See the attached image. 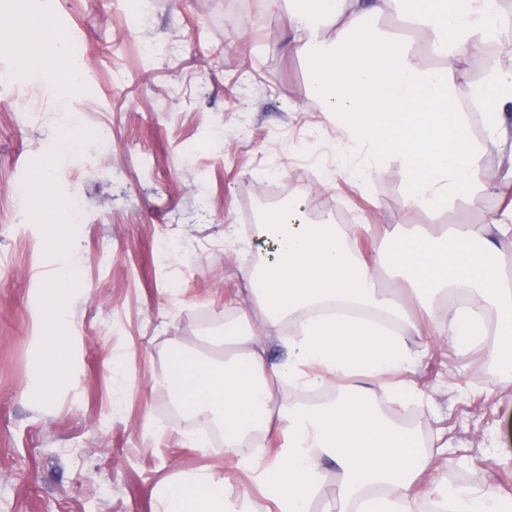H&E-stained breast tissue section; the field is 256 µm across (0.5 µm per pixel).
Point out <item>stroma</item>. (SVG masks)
I'll return each mask as SVG.
<instances>
[{"label": "stroma", "mask_w": 512, "mask_h": 512, "mask_svg": "<svg viewBox=\"0 0 512 512\" xmlns=\"http://www.w3.org/2000/svg\"><path fill=\"white\" fill-rule=\"evenodd\" d=\"M229 0H13L0 25L34 11L81 46L87 83L70 91L0 81V512H162L168 488L205 476L238 490L228 512L274 507L255 473L225 457L208 421L175 408L157 379L175 352L220 362L208 323L237 299L253 243L224 239L250 226L270 189L310 197L317 211L375 227L364 254L395 228L483 230L512 197L490 189L448 208L404 206L405 170L321 185L335 134L311 100L305 65L285 48L275 8L230 11ZM82 140L57 154L61 113ZM56 157L59 192L80 217L48 226L24 189ZM74 267L70 286L55 282ZM55 314L70 359L50 353L42 317ZM419 397L376 407L434 451L417 482L420 512L447 487H512V386L487 359L493 342L460 350L447 336L409 337Z\"/></svg>", "instance_id": "stroma-1"}]
</instances>
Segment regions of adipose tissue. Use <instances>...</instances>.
<instances>
[{"label":"adipose tissue","mask_w":512,"mask_h":512,"mask_svg":"<svg viewBox=\"0 0 512 512\" xmlns=\"http://www.w3.org/2000/svg\"><path fill=\"white\" fill-rule=\"evenodd\" d=\"M288 14V52L307 68L310 93L342 150L324 185L337 175L367 181L400 159L407 174L404 206L428 212L461 195L512 185V155L501 173H482L481 155L464 135L453 94L455 63L465 51H483L512 28L495 0H273ZM395 15L424 32L428 51L441 60L426 66L404 41L379 24ZM16 55L18 70L58 82L69 63L67 39L37 13L0 40ZM491 132L506 141L500 118L512 104V75L488 65L471 88ZM301 200L265 214L253 233L270 245L258 262L238 269L241 301L224 321V360L183 354L170 358L161 377L173 404L205 415L224 430V452L245 466L261 465V483L275 492L278 512H309L322 490L325 460L336 466L337 512H417L414 484L431 458L418 435L384 418L365 387H347L322 405L280 401L278 385L297 394L326 378L377 379L401 370L414 353L408 337L435 326V307L449 287L466 289V304L445 311L451 342L466 346L485 336V312L496 309L490 362L512 371V283L496 257L512 248V225L489 215L496 236L477 237L460 225L444 232L397 234L377 264L363 259L354 231L323 220L305 222ZM402 281L378 286L380 267ZM292 322L281 337L284 363L268 361L265 336ZM280 443L272 463L261 450ZM231 486L207 478L171 486L164 512H224ZM451 512H512V491L481 495L452 487Z\"/></svg>","instance_id":"ef3b65f1"}]
</instances>
